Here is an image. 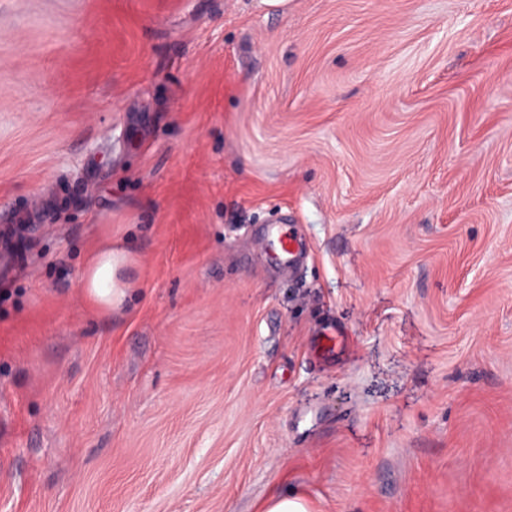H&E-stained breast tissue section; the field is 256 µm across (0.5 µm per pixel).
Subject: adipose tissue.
<instances>
[{"label":"adipose tissue","mask_w":512,"mask_h":512,"mask_svg":"<svg viewBox=\"0 0 512 512\" xmlns=\"http://www.w3.org/2000/svg\"><path fill=\"white\" fill-rule=\"evenodd\" d=\"M124 263V254L113 250L111 242H103L91 251L82 284L85 298L95 311L106 312L122 302L126 291L119 287L117 274Z\"/></svg>","instance_id":"obj_1"}]
</instances>
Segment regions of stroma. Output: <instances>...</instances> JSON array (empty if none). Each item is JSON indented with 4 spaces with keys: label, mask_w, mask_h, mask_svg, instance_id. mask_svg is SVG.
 Wrapping results in <instances>:
<instances>
[{
    "label": "stroma",
    "mask_w": 512,
    "mask_h": 512,
    "mask_svg": "<svg viewBox=\"0 0 512 512\" xmlns=\"http://www.w3.org/2000/svg\"><path fill=\"white\" fill-rule=\"evenodd\" d=\"M9 241L0 512H512V0H0ZM269 245L274 250L279 264L292 266L298 255V242L294 235L281 233L276 240L270 239ZM124 263V254L113 251L112 240L91 251L82 272V284L87 303L95 311L107 312L122 302L126 288L119 287L117 274ZM262 512H311L306 501L300 497L272 496Z\"/></svg>",
    "instance_id": "obj_1"
}]
</instances>
